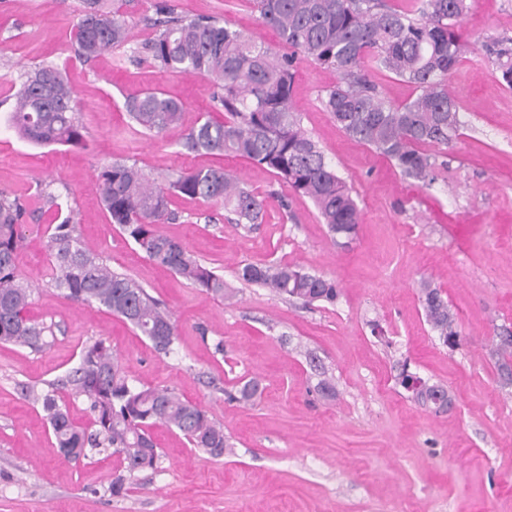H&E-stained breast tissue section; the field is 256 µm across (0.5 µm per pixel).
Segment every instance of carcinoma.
I'll list each match as a JSON object with an SVG mask.
<instances>
[{
  "instance_id": "cac0c4a2",
  "label": "carcinoma",
  "mask_w": 512,
  "mask_h": 512,
  "mask_svg": "<svg viewBox=\"0 0 512 512\" xmlns=\"http://www.w3.org/2000/svg\"><path fill=\"white\" fill-rule=\"evenodd\" d=\"M263 24L276 29L290 53H278L246 32L215 18L174 15L163 0L156 11L161 29L147 45L168 73L207 76L214 98L224 107L222 121L205 118L182 144L190 153L232 155L250 160L310 200L332 239H351L359 224V207L347 184L324 152L300 127L291 110L295 55L334 71L336 83L325 90L324 109L351 139L374 149L402 175L426 187L438 180L440 164L429 148H446L459 135L458 101L448 91V75L468 50L460 23L467 0H257ZM129 23L105 0H84L73 40L80 57L90 60L128 40ZM501 82L512 88V38L493 45ZM386 70L416 90L412 100L393 105L371 79ZM126 111L142 129L161 133L177 124L183 104L159 90L126 102ZM8 128L38 145L79 146L81 128L74 97L62 71L42 66L29 72L16 92ZM101 201L111 222L146 257L217 297L232 293L224 277L201 264L186 245L163 233L169 218V192L224 205L236 224H259L267 200L244 186L222 166L179 173L159 186L142 169L114 161L100 174ZM23 207L0 196V342L34 351L47 345L50 328L27 317L31 288L16 274L15 256L22 242ZM52 285L65 299L105 308L146 337L160 355L175 352L178 336L172 316L134 279L119 273L82 246L75 225L66 219L50 236ZM237 279L270 289L288 300L336 304L341 289L334 278L298 265L245 264ZM426 319L439 339L453 347L459 332L455 314L439 291L421 284ZM90 403L95 429L75 426L59 404V386ZM22 395L41 406L60 453L67 459L109 451L123 470L108 487L112 497L126 491L135 474L154 470L160 452L150 429L173 428L202 452L224 455V426L202 407L181 400L169 389L138 387L122 375L111 346L102 341L85 348L64 380L37 390L20 385ZM247 380L228 400L247 403L258 393Z\"/></svg>"
}]
</instances>
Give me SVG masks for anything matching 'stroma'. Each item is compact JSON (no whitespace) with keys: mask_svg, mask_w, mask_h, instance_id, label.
Returning a JSON list of instances; mask_svg holds the SVG:
<instances>
[{"mask_svg":"<svg viewBox=\"0 0 512 512\" xmlns=\"http://www.w3.org/2000/svg\"><path fill=\"white\" fill-rule=\"evenodd\" d=\"M155 3L119 0L130 42L86 61L71 41L81 0H0V195L24 208L15 264L33 291L27 315L53 330L38 351L0 343V512H512V382L494 354L501 332L512 330V90L485 50L512 37V0H469L461 33L470 50L448 78L463 125L439 150L445 166L430 188L346 136L321 104L335 73L296 57L292 107L361 210L346 246L331 239L312 202L270 172L241 158L186 154L189 129L224 110L206 77L163 72L142 51L156 34ZM168 3L282 49L255 0ZM41 65L65 72L84 146L37 145L7 128L24 74ZM150 90L183 103L180 125L155 135L132 122L127 98ZM116 160L156 178L221 165L266 197L263 223L249 229L222 205L175 194L160 226L235 285L232 300L150 261L111 224L99 176ZM48 191L58 207L46 202ZM67 217L86 249L170 311L175 353L157 354L121 319L51 287L49 236ZM272 261L336 279L337 304L289 301L237 280L241 265ZM424 280L457 316V347L442 345L425 318ZM97 341L111 345L133 384L167 387L203 407L223 424L231 451L213 458L179 431L154 428L158 469L109 497L117 458L64 459L41 408L17 389L63 378ZM404 366L445 386L452 408L412 399L396 380ZM323 375L334 395L317 391ZM243 378L258 380L260 396L228 400Z\"/></svg>","mask_w":512,"mask_h":512,"instance_id":"obj_1","label":"stroma"}]
</instances>
